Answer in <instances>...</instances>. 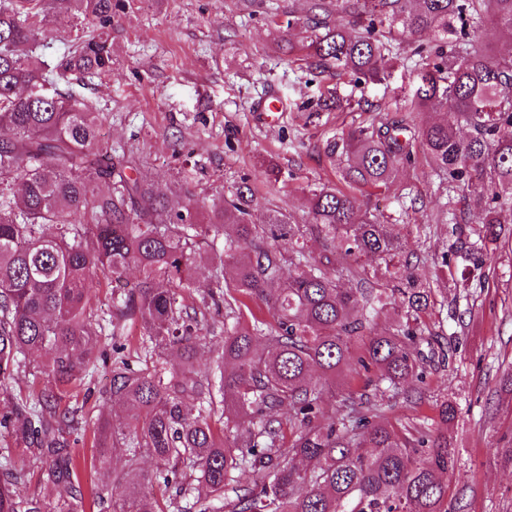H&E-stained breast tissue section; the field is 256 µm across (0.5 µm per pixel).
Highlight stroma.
<instances>
[{
    "label": "stroma",
    "mask_w": 512,
    "mask_h": 512,
    "mask_svg": "<svg viewBox=\"0 0 512 512\" xmlns=\"http://www.w3.org/2000/svg\"><path fill=\"white\" fill-rule=\"evenodd\" d=\"M108 33L112 69L68 72L63 88L101 115L100 139L141 156L160 190L176 180L190 183L198 205L250 188L252 221L273 210L307 223L308 189L342 185L343 160L327 153L328 139L372 121L405 119V103L418 84L413 43L396 38L394 59L378 83L353 75L320 74L306 60L314 28L309 0H125ZM42 53L51 66L65 64L68 47L88 30L59 12L44 23ZM276 98L282 110L267 122L259 106ZM358 197L378 219L389 220L432 292L421 316L425 332L451 342L446 362L426 359L422 380H408L399 393L367 386L347 371L323 385L319 423L339 415L344 397L367 395L383 404L389 425L440 428L441 400L457 403L448 440L457 464L446 475L448 512H512V467L497 451L512 448V391L502 389L512 370V237L501 240L480 263V277L464 282L463 262L442 265L443 253L480 213L455 204L458 226L438 203L448 185L425 155L402 165L389 189ZM30 364L0 392V412L12 399L49 384L47 356ZM422 394L423 405L410 403ZM86 487L111 484L125 466L122 449L97 448L92 436L71 445Z\"/></svg>",
    "instance_id": "obj_1"
}]
</instances>
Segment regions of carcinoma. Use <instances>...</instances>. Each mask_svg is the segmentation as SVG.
<instances>
[{
    "label": "carcinoma",
    "mask_w": 512,
    "mask_h": 512,
    "mask_svg": "<svg viewBox=\"0 0 512 512\" xmlns=\"http://www.w3.org/2000/svg\"><path fill=\"white\" fill-rule=\"evenodd\" d=\"M114 8V0H0V386L32 352L50 357L54 377L35 399L1 414L0 427L57 490L47 503L22 495L11 446L1 447L0 497L7 490L12 501L0 512H84L68 447L69 436L86 426L98 447L125 449L127 481L146 479L137 469L145 455L157 463L152 477L178 481L179 493L187 488L178 477H195L210 497L199 512H448L441 480L455 466L448 432L416 426L401 433L367 401H351L330 423L315 424L321 393L310 371L334 377L350 369L353 340L391 295L399 297L401 320L368 337L358 363L366 372L378 368L393 391L409 378L423 379L416 344L431 290L409 262H395L400 241L349 191L310 190L307 224L281 210L254 224L244 191L234 200L220 195L202 211L183 185L160 192L133 154L100 145V113L51 88V71L36 53L37 19L65 9L107 28ZM334 12L363 32L330 24ZM310 13L325 30L307 45L317 68L359 81L381 79L383 39L438 36L428 51L418 49L413 111L439 109L442 119L362 126L326 149L345 156L342 178L350 186L386 190L420 146L448 179V192L483 213L472 240L451 246V254L488 252L502 224H512V54L478 47L476 33L489 25L512 39V0H311ZM111 65L107 41L91 34L72 45L66 68ZM310 235L340 252L341 276L360 284L356 293L341 288L308 248ZM283 239L286 253L276 246ZM216 249L220 264L202 303L225 309L224 350L212 370L201 371L194 359L205 324L187 311L182 291L194 264ZM363 256L385 263L394 288L370 286ZM131 268L139 271L134 282L126 279ZM99 273L115 283L112 315L138 319L146 335L145 357L115 360L110 395L127 408L119 423L85 400L60 407L65 388L84 384L101 356L92 297ZM228 279L237 293L231 302L224 300ZM253 298L272 306L274 322L241 321L243 300ZM261 339L268 349L257 348ZM170 355L181 370L167 380ZM219 403L235 428L229 436L208 420ZM282 406L297 426L289 441L282 421L270 415ZM246 463L253 485L241 488L236 473ZM114 512L158 510L147 497L121 498Z\"/></svg>",
    "instance_id": "1"
}]
</instances>
